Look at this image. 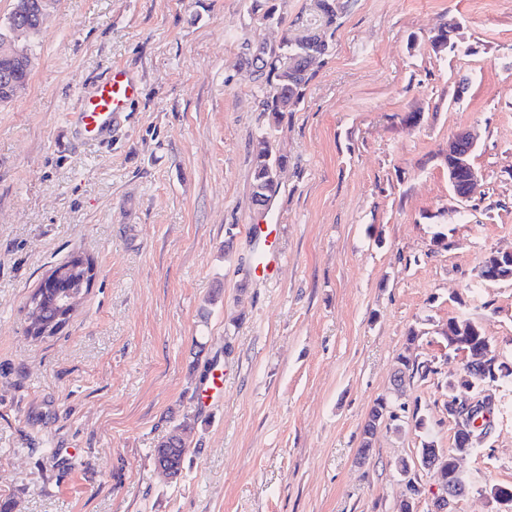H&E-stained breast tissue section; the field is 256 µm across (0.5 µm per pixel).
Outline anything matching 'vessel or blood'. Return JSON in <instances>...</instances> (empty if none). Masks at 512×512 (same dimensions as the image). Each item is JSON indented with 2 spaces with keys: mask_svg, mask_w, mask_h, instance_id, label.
Wrapping results in <instances>:
<instances>
[{
  "mask_svg": "<svg viewBox=\"0 0 512 512\" xmlns=\"http://www.w3.org/2000/svg\"><path fill=\"white\" fill-rule=\"evenodd\" d=\"M139 94V88L124 68L111 67L95 91L74 115L78 133L85 139L108 141L125 118L127 108Z\"/></svg>",
  "mask_w": 512,
  "mask_h": 512,
  "instance_id": "b4317fda",
  "label": "vessel or blood"
}]
</instances>
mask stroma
<instances>
[{
    "instance_id": "35a3bbf8",
    "label": "stroma",
    "mask_w": 512,
    "mask_h": 512,
    "mask_svg": "<svg viewBox=\"0 0 512 512\" xmlns=\"http://www.w3.org/2000/svg\"><path fill=\"white\" fill-rule=\"evenodd\" d=\"M337 2L329 56L272 127L247 46L279 42L310 0H56L0 106V502L15 512H398L410 478L414 512H430L439 486L413 463L422 439L454 446L449 319L512 360V282L478 279L512 250V0ZM272 5L281 26L260 22ZM451 14L458 49L434 53ZM115 64L140 94L111 145L84 141L73 115ZM473 126L486 179L462 203L448 139ZM263 132L288 163L261 214ZM262 220L273 278L247 230ZM77 252L93 286L59 334L31 340L27 300ZM403 353L438 372L399 394ZM216 370L223 387L197 402ZM494 395L455 512H494L479 487L512 485V382ZM381 397L405 410L364 454ZM187 416L170 481L153 450Z\"/></svg>"
}]
</instances>
